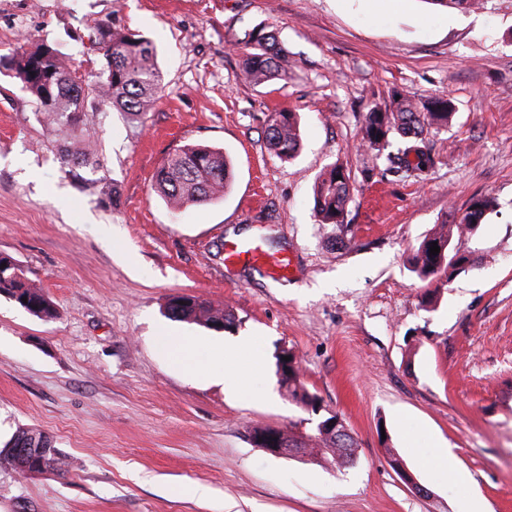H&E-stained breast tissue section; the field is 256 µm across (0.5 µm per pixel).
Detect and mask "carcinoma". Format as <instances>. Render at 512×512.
<instances>
[{"mask_svg":"<svg viewBox=\"0 0 512 512\" xmlns=\"http://www.w3.org/2000/svg\"><path fill=\"white\" fill-rule=\"evenodd\" d=\"M435 6L460 11L474 10L484 0H426ZM89 52L100 60L95 79L85 82L77 76V69L53 45L42 43L34 50H16L0 55V74L18 80L35 99L43 120L66 132L60 156L71 167L96 162L92 150L94 133L84 127L87 107L115 109L133 121H140L154 107L163 90V74L157 64L156 48L148 39L126 33L108 24L98 26L89 36ZM288 54L276 46L271 35L251 37V47L242 62L243 79L262 86L282 77L286 72ZM454 116L453 102L445 95L426 100L394 89L390 104L385 108L371 107L364 114L362 144L380 156L396 138L424 141V133L448 127ZM265 138L268 148L281 160L296 158L302 139L296 113L276 111L267 116ZM153 185L155 191L174 211L200 206L222 197L231 185L230 163L224 151L206 144H187L170 152L157 169ZM350 175L346 169L333 164L316 180L313 202L316 216L322 224L348 227L347 206L351 200ZM496 201L490 196L474 200L453 224L442 223L418 245L411 258L410 272L423 282H431L467 260L460 254L458 244L471 235V225L482 224ZM440 252L430 253L433 242ZM0 296L13 301L32 316L42 320L55 317L56 309L43 290L31 282L16 261L0 254ZM166 315L174 320L193 321L216 330L235 326L233 311L216 309L209 302L193 295L169 299ZM289 356L288 371L282 373L280 383L288 396L313 414L319 415L314 427L315 436L308 438L292 430L282 434L288 444L304 449V456L338 469L356 462L357 443L336 423L331 430L332 417L318 413L322 408L317 395L309 392L299 379L295 354L284 349L275 355L276 364ZM12 439L26 444L35 440L45 448L54 449L50 464L41 466L35 461L20 459L13 467L23 473H61L63 460L53 440L46 434L29 428H19Z\"/></svg>","mask_w":512,"mask_h":512,"instance_id":"obj_1","label":"carcinoma"}]
</instances>
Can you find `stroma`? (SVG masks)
<instances>
[{
  "instance_id": "1",
  "label": "stroma",
  "mask_w": 512,
  "mask_h": 512,
  "mask_svg": "<svg viewBox=\"0 0 512 512\" xmlns=\"http://www.w3.org/2000/svg\"><path fill=\"white\" fill-rule=\"evenodd\" d=\"M103 23L153 43L164 89L140 125L87 110L99 164L70 171L58 128L0 76V253L58 312L43 321L0 297V441L35 428L65 462L59 475L0 465V512H512V0H0V54L46 42L90 76ZM258 33L287 51V79L241 80ZM395 88L456 107L418 178L361 148L364 113ZM279 109L300 116L289 162L265 139ZM187 143L223 148L233 182L174 212L153 176ZM335 161L355 186L344 228L314 212ZM486 195L497 206L463 240L468 264L426 291L413 248ZM251 244L289 269L226 261ZM182 294L229 306L236 327L168 319ZM243 337L263 361L233 388L235 366L192 371L164 345ZM283 349L356 439L354 466L250 442L257 424L312 427L279 384Z\"/></svg>"
}]
</instances>
